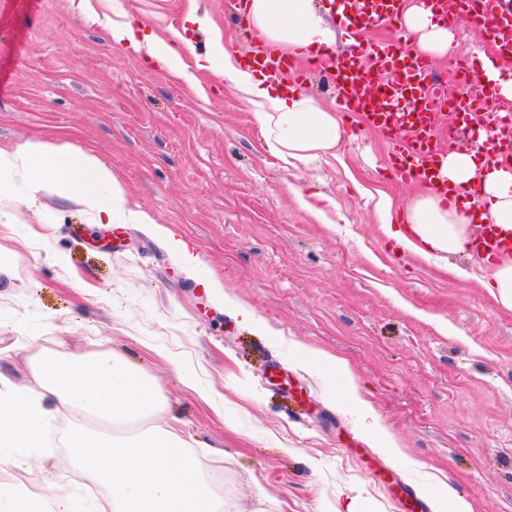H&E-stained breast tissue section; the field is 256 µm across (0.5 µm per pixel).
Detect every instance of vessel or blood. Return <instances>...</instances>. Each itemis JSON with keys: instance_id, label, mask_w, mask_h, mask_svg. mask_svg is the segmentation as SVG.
Wrapping results in <instances>:
<instances>
[{"instance_id": "vessel-or-blood-1", "label": "vessel or blood", "mask_w": 512, "mask_h": 512, "mask_svg": "<svg viewBox=\"0 0 512 512\" xmlns=\"http://www.w3.org/2000/svg\"><path fill=\"white\" fill-rule=\"evenodd\" d=\"M482 15L490 19V31L496 44L512 46V0H481ZM403 0H336V20L348 38L355 42V58L367 60L378 72L389 73V91L378 99V86L363 72L341 66L331 79L344 111L364 113L369 127L389 139L387 169L401 181L439 183L444 154L436 140V126L448 106L444 88L436 80L427 59L412 56L410 69L394 68V59L407 53L410 31L403 22ZM386 26L396 30L394 39L367 44L366 33ZM461 125L477 124L486 134V148L500 167L512 170V113L471 112ZM477 252L496 258L512 255V232L495 224L478 225L474 233Z\"/></svg>"}]
</instances>
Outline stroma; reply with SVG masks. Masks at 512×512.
<instances>
[{
	"label": "stroma",
	"mask_w": 512,
	"mask_h": 512,
	"mask_svg": "<svg viewBox=\"0 0 512 512\" xmlns=\"http://www.w3.org/2000/svg\"><path fill=\"white\" fill-rule=\"evenodd\" d=\"M193 2L239 61L251 57L238 0H91L96 24L68 0H0V144L97 155L267 332L189 278L145 225L115 230L74 201L4 195L0 251L19 256L0 261L11 376L30 382L33 325L71 350L129 357L161 389L163 419L207 447L202 468L226 512H340L350 498L358 512H415L407 484L431 512H452L434 475L473 512H512V311L385 238L371 193L404 205L419 186L390 176L386 139L365 122L335 155L284 167L223 79L202 72L192 89L104 28L127 14L161 35L186 29L200 51L205 37L186 23ZM296 343L344 358L370 411L296 362ZM185 368L200 389L184 384ZM214 401L243 426L225 425ZM1 474L49 494L75 476L64 448Z\"/></svg>",
	"instance_id": "35a3bbf8"
}]
</instances>
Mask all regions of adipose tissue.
Here are the masks:
<instances>
[{
  "label": "adipose tissue",
  "mask_w": 512,
  "mask_h": 512,
  "mask_svg": "<svg viewBox=\"0 0 512 512\" xmlns=\"http://www.w3.org/2000/svg\"><path fill=\"white\" fill-rule=\"evenodd\" d=\"M187 20L212 32L209 49L196 58L192 72L179 68L183 51L193 48L181 31L161 37L126 19L113 23L110 37L116 46L145 51L153 67L180 72L187 83H196L199 69L226 80L254 107L263 140L283 162L305 164L336 150L345 132L337 107L320 106L290 76L255 75L225 48L222 31L209 19L191 12ZM403 20L417 35L419 53L443 56L451 50L453 33L436 23L423 0H411ZM244 23L259 44L280 55L307 58L316 52L323 67L335 64V33L312 0H247ZM442 174L458 186L479 184L481 192L451 205L422 185L383 226L396 246L424 261L469 253L475 225L512 228V171L488 164L474 148L448 152ZM44 192L79 202L98 224L151 225L161 247L194 278L222 290L188 244L133 204L118 176L97 156L43 140L0 147V195L33 200ZM28 339L36 347L29 362L31 384L17 385L0 369V462L21 468L44 456L49 430L59 427L76 469L105 492L87 498L71 487L53 495L37 487L22 493L1 483L0 512H223L191 445L160 421L164 396L153 378L109 349L80 353L61 341L48 347L35 328ZM294 353L308 367L336 373L351 398H359L345 360L302 344Z\"/></svg>",
  "instance_id": "1"
}]
</instances>
